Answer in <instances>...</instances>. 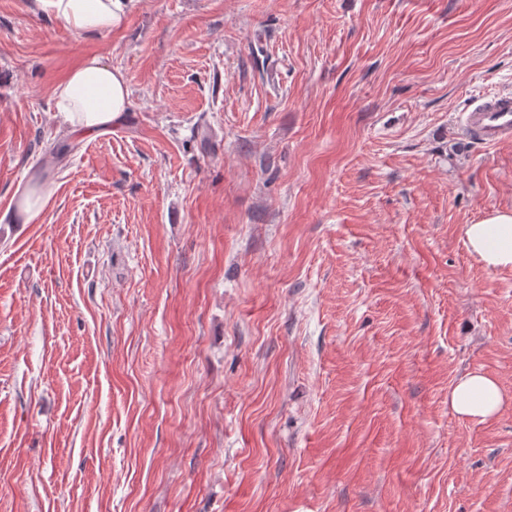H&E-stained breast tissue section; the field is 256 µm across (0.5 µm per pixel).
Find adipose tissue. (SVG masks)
I'll use <instances>...</instances> for the list:
<instances>
[{"mask_svg":"<svg viewBox=\"0 0 512 512\" xmlns=\"http://www.w3.org/2000/svg\"><path fill=\"white\" fill-rule=\"evenodd\" d=\"M140 0H33L35 12L61 20L86 35L119 29ZM125 74L96 55L82 58L55 87L54 105L61 125L84 136L121 121L129 102ZM468 250L489 269L512 268V210H495L464 227ZM460 417L484 421L496 415L503 395L498 381L479 370L459 377L448 393Z\"/></svg>","mask_w":512,"mask_h":512,"instance_id":"ef3b65f1","label":"adipose tissue"}]
</instances>
